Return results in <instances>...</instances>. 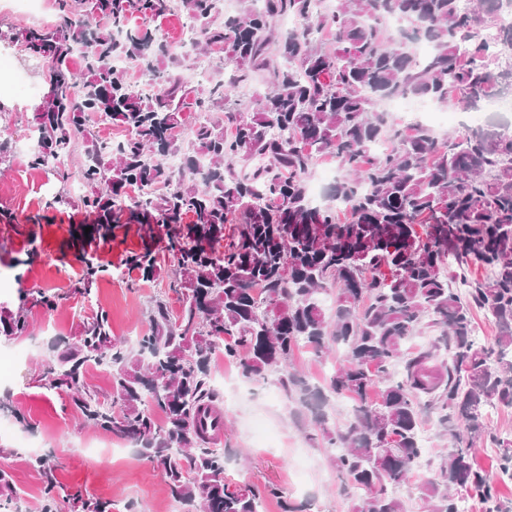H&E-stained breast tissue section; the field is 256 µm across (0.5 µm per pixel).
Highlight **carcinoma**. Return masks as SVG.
Here are the masks:
<instances>
[{
	"label": "carcinoma",
	"instance_id": "carcinoma-1",
	"mask_svg": "<svg viewBox=\"0 0 512 512\" xmlns=\"http://www.w3.org/2000/svg\"><path fill=\"white\" fill-rule=\"evenodd\" d=\"M61 2L58 26L13 37L47 85L29 164L64 183L82 149L88 191L79 206L104 238L126 224L151 238L174 227L167 269L148 247L129 262L146 279L166 275L179 308L152 299L148 329L133 343L113 338L107 314L90 309L77 342H57L42 388L131 442L161 472L178 512H260L279 488L226 481L224 449L199 425L201 406L217 399L212 358L224 355L252 382L276 375L287 392L307 389L290 370L296 350L342 345L346 360L328 390L354 401V422L336 431L317 422L338 449L337 472L362 491L355 512H406L389 487L418 468L426 409L451 423L437 477L421 486L429 512H465L472 490L483 512H512L500 493L512 481V438L483 422L487 408H512V129L489 123L439 137L379 112L405 94L473 109L512 95V26L499 25L512 0H336L326 14L311 0H250L232 15L221 0H173L198 31L192 50L223 53L230 70L204 94L177 70H160L173 54L151 22L165 0ZM135 13L141 24L130 28ZM285 16L304 24L281 35L275 25ZM389 16L400 24L391 38L382 28ZM324 28L333 50L318 37ZM420 40L432 47L423 60L413 51ZM115 58L136 62L150 86L129 83ZM257 73L266 91L239 98ZM187 109L209 119L184 141L174 131ZM96 115L124 134L99 138ZM385 140L391 147L376 151ZM172 154L182 157L180 175L165 164ZM323 155L341 171L331 193L341 209L309 199L308 176ZM472 267L485 275L469 276ZM106 271L85 262L83 299ZM17 280L16 309L0 304V335L9 338L26 332L27 305L51 304L42 288ZM475 310L497 327L490 344L475 339ZM429 328L448 359L408 347ZM101 366L112 373L108 401L86 383ZM479 440L502 449L492 476L474 463ZM30 464L46 479L40 512H58L50 456ZM20 502L0 471V512H21Z\"/></svg>",
	"mask_w": 512,
	"mask_h": 512
}]
</instances>
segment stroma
<instances>
[{
  "label": "stroma",
  "mask_w": 512,
  "mask_h": 512,
  "mask_svg": "<svg viewBox=\"0 0 512 512\" xmlns=\"http://www.w3.org/2000/svg\"><path fill=\"white\" fill-rule=\"evenodd\" d=\"M34 106L31 100L18 103L0 96V130L12 133L18 144L11 162L0 165V270L22 274L25 286L39 285L55 301L49 307L29 308V328L23 336H0V355L17 357L12 377L0 380V398L10 397L27 419L22 425L0 414V424L10 428L0 433V467L10 472L28 512H38L45 486L28 461L47 451L52 454L53 476L68 497L90 495L111 502L112 512H125L130 502L136 512H174L160 472L129 442L82 424L67 395L47 392L38 384L56 363L53 343L80 332L84 301L77 284L83 257L112 259L91 302L106 312L117 338L147 330L146 310L155 295L167 294L172 302L178 296L167 293L161 281L143 279L141 271L130 270L128 264L129 256L147 245L167 258L164 234L151 237L139 225L128 224L113 229L111 238L102 242L80 234V225L91 221L85 210L62 203L48 208V200L62 187L54 175L28 164L27 122ZM345 358L340 347L321 354L301 348L293 364L309 390L296 389L277 400L266 395L264 385L243 379L228 361L212 363L213 376L225 378L235 397L224 410L227 480L258 490L277 486L285 500L303 504L306 512H354L360 492L337 475L334 454L319 439L316 423L321 416L328 428L348 427L354 403L333 397L319 405L311 398ZM422 428L431 440L425 465L397 489L406 512H425L420 485L436 477L440 455L448 446V432L435 411H424Z\"/></svg>",
  "instance_id": "stroma-1"
}]
</instances>
